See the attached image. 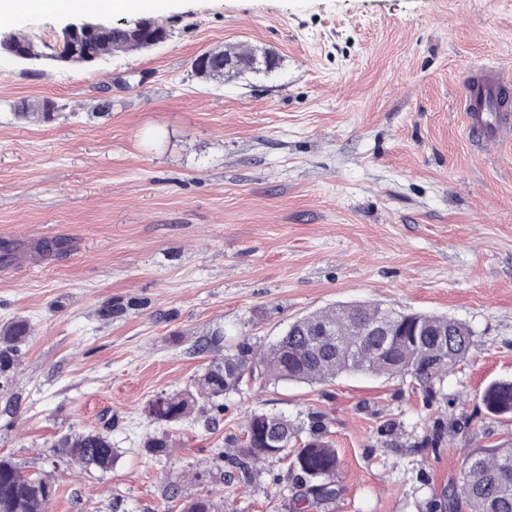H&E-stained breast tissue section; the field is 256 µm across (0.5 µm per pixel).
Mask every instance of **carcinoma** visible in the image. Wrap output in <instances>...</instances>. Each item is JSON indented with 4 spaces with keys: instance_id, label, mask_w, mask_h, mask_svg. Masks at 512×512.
<instances>
[{
    "instance_id": "carcinoma-1",
    "label": "carcinoma",
    "mask_w": 512,
    "mask_h": 512,
    "mask_svg": "<svg viewBox=\"0 0 512 512\" xmlns=\"http://www.w3.org/2000/svg\"><path fill=\"white\" fill-rule=\"evenodd\" d=\"M145 28L115 25L97 20L69 45L45 51L28 35L9 33L17 49L32 59H52L69 64L88 65L115 53L144 51L152 42H164L170 32L152 16ZM252 50L236 47L196 57L195 75L217 81L235 77L240 68L224 66V58L244 62ZM57 108L48 103L28 104L15 115L24 120L47 122ZM383 315L379 303L342 304L288 325L284 335L265 350H257L247 339L224 350L221 361L213 362L199 379L194 391L160 396L147 406L154 420L175 424L184 420L207 400L209 409L222 411L219 400L238 390L247 373L258 374L268 381L316 384L330 382L347 373H364L375 377L397 378L421 391L424 399L438 397L448 372L465 361L475 349L473 332L463 322L448 323V317L400 312L390 321L392 342L381 350L377 337L371 335V321ZM29 336V325L16 319L0 330V379L11 382L19 364L20 345ZM486 410L498 416L512 414V381H497L482 393ZM457 424L442 418L434 421L430 443L456 433ZM63 456L84 466L102 470L112 467L115 450L112 441L101 432L67 433L56 443ZM217 460L230 471L244 476L251 466L268 462L289 461V473H298L308 481L306 491L293 499V512H307L315 501L333 500L338 495L336 473L341 460L320 416L311 413L303 420L286 415L253 412L248 416L235 455L217 453ZM56 485L46 476L26 473L12 458L0 456V512H45L55 496ZM220 506L209 493L183 502L181 512H219ZM428 512H512V447L473 448L465 456L456 482L428 503Z\"/></svg>"
}]
</instances>
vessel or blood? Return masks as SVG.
Here are the masks:
<instances>
[{
    "label": "vessel or blood",
    "instance_id": "obj_1",
    "mask_svg": "<svg viewBox=\"0 0 512 512\" xmlns=\"http://www.w3.org/2000/svg\"><path fill=\"white\" fill-rule=\"evenodd\" d=\"M512 99V82L498 70L485 68L466 84L462 98L465 130L475 145L512 138V119L506 114Z\"/></svg>",
    "mask_w": 512,
    "mask_h": 512
}]
</instances>
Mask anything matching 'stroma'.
<instances>
[{
	"instance_id": "obj_1",
	"label": "stroma",
	"mask_w": 512,
	"mask_h": 512,
	"mask_svg": "<svg viewBox=\"0 0 512 512\" xmlns=\"http://www.w3.org/2000/svg\"><path fill=\"white\" fill-rule=\"evenodd\" d=\"M169 40L96 66H0V326L31 333L0 393V456L58 486L46 512H291L286 463L222 478L248 414H325L342 460L310 512H427L468 449L512 445V415L480 395L512 380V140L479 152L459 91L473 68L512 76V0H165ZM67 18L17 14L0 31L52 45ZM247 45L279 60L221 86L199 54ZM49 100L54 121L14 107ZM63 238L66 251L40 246ZM377 302L466 323L476 343L424 407L398 379L246 381L219 423L145 412L194 389L212 333L260 348L319 309ZM112 306V318L99 315ZM463 435L423 447L441 412ZM400 426L381 438L379 423ZM102 431L110 469L61 458L65 433ZM171 448L147 454L146 438ZM177 498H170V489Z\"/></svg>"
}]
</instances>
